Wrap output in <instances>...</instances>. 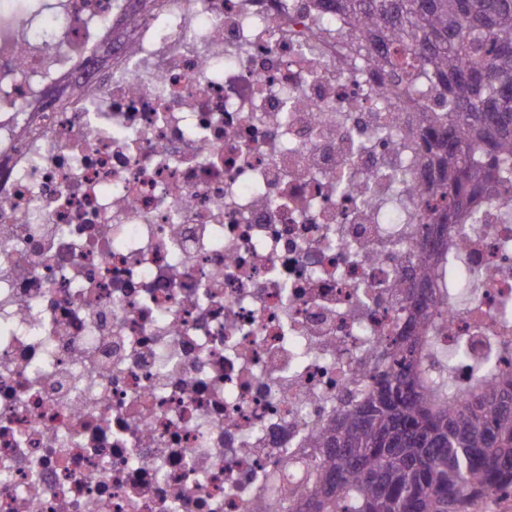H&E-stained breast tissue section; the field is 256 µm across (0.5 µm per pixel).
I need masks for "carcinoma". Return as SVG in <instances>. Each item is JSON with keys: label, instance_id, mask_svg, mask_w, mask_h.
I'll use <instances>...</instances> for the list:
<instances>
[{"label": "carcinoma", "instance_id": "carcinoma-1", "mask_svg": "<svg viewBox=\"0 0 512 512\" xmlns=\"http://www.w3.org/2000/svg\"><path fill=\"white\" fill-rule=\"evenodd\" d=\"M351 30L367 36L349 61L372 57L415 104L436 96L422 139L438 178L431 207L447 223L484 190L512 202V0H336ZM314 29L341 44V24ZM416 340H394L359 404L314 434L324 454L304 488L283 487L297 512H476L512 494V373L481 368L466 395L452 367L424 390L414 377Z\"/></svg>", "mask_w": 512, "mask_h": 512}]
</instances>
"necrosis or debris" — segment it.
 <instances>
[{
  "label": "necrosis or debris",
  "instance_id": "1",
  "mask_svg": "<svg viewBox=\"0 0 512 512\" xmlns=\"http://www.w3.org/2000/svg\"><path fill=\"white\" fill-rule=\"evenodd\" d=\"M28 3L0 0V512H251L303 483L410 334L432 230L435 296L466 281L437 319L457 381L512 358L500 196L428 218L423 114L317 39L327 0Z\"/></svg>",
  "mask_w": 512,
  "mask_h": 512
}]
</instances>
